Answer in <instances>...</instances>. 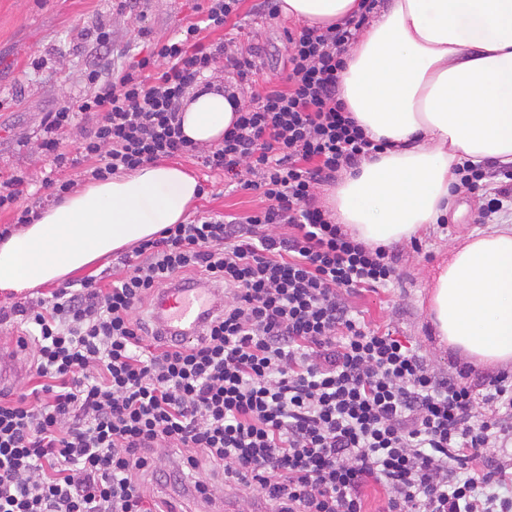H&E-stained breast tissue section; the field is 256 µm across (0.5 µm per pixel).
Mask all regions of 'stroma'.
Listing matches in <instances>:
<instances>
[{
	"label": "stroma",
	"mask_w": 512,
	"mask_h": 512,
	"mask_svg": "<svg viewBox=\"0 0 512 512\" xmlns=\"http://www.w3.org/2000/svg\"><path fill=\"white\" fill-rule=\"evenodd\" d=\"M195 2L140 0L139 8L130 12L120 8L119 0H0V176L22 173L35 189L51 178L40 147L41 123L46 112L89 92L84 72L99 28L109 30L114 63L120 66L126 53L176 30ZM253 3L240 4L239 34L264 46L263 76L274 83L282 71L288 21L254 15ZM180 166L205 185L195 209L243 216L255 208L252 193L225 188L223 178L211 176L200 161L184 160ZM482 204L476 192L453 195L446 228L431 224L422 233L424 253L404 250L398 283L351 298L372 327L403 337L442 368L457 354L440 345L429 319L431 276L450 248L469 235L489 231V224L479 221Z\"/></svg>",
	"instance_id": "1"
}]
</instances>
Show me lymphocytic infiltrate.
<instances>
[{
  "label": "lymphocytic infiltrate",
  "mask_w": 512,
  "mask_h": 512,
  "mask_svg": "<svg viewBox=\"0 0 512 512\" xmlns=\"http://www.w3.org/2000/svg\"><path fill=\"white\" fill-rule=\"evenodd\" d=\"M241 0H200L148 55L112 65L95 38L90 93L46 113L41 145L55 169L105 181L158 160L199 159L254 193L243 216L200 210L118 256L110 277L67 281L15 304L33 351L32 385L0 392V512H185L148 499L158 452L178 454L210 498L231 481L271 512H512V373L432 366L350 302L396 278L397 254L367 245L317 203L322 186L387 149L338 96L344 56L381 0H359L341 24L288 31L284 75L261 79L262 49L209 42ZM223 69L247 102L218 144L186 138L189 89ZM89 127L60 152L74 123ZM457 187L484 214L512 208V171L462 161ZM25 177L0 179V212L33 223ZM224 291L186 341L141 317L173 281Z\"/></svg>",
  "instance_id": "lymphocytic-infiltrate-1"
}]
</instances>
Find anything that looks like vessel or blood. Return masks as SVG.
Masks as SVG:
<instances>
[{
  "label": "vessel or blood",
  "instance_id": "obj_1",
  "mask_svg": "<svg viewBox=\"0 0 512 512\" xmlns=\"http://www.w3.org/2000/svg\"><path fill=\"white\" fill-rule=\"evenodd\" d=\"M216 307L212 289L167 288L157 301L155 316L190 340L200 333L207 314Z\"/></svg>",
  "mask_w": 512,
  "mask_h": 512
}]
</instances>
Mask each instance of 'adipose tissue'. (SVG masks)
<instances>
[{
  "instance_id": "ef3b65f1",
  "label": "adipose tissue",
  "mask_w": 512,
  "mask_h": 512,
  "mask_svg": "<svg viewBox=\"0 0 512 512\" xmlns=\"http://www.w3.org/2000/svg\"><path fill=\"white\" fill-rule=\"evenodd\" d=\"M358 0H280L284 18L325 27ZM339 96L388 150L342 173L324 207L360 241L390 246L448 211L454 168L512 165V0H385L346 55ZM235 117L226 95L186 101L184 134L220 142ZM199 196L179 167L99 181L0 240V290L36 288L181 223ZM441 344L487 367L512 363V227L451 248L432 277Z\"/></svg>"
}]
</instances>
